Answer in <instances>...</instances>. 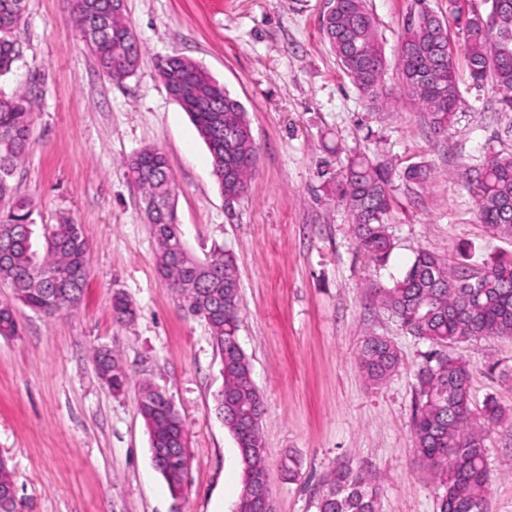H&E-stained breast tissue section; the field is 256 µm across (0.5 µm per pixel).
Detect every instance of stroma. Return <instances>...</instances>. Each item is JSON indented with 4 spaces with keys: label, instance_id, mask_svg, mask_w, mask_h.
<instances>
[{
    "label": "stroma",
    "instance_id": "35a3bbf8",
    "mask_svg": "<svg viewBox=\"0 0 512 512\" xmlns=\"http://www.w3.org/2000/svg\"><path fill=\"white\" fill-rule=\"evenodd\" d=\"M389 68L391 106L371 105L325 44L327 0H125L143 47L136 75L105 77L73 22V0H28L15 31L21 51L0 76V97L30 92L31 145L12 180L33 205L32 241L66 217L90 245L87 290L76 308L47 317L12 302L18 332L0 335V454L28 512H232L240 490L234 439L214 410L224 385L206 323L184 310L155 266L156 242L125 163L162 152L189 252L231 250L240 281L239 341L263 400L262 437L273 512H316L326 473L347 461L372 476L380 512H436L435 482L415 447L417 374L428 344L370 294L422 250L474 263L512 251L476 216L469 169L488 151L512 153V109L493 79L474 83L456 55V121L436 137L402 93L396 48L414 0H367ZM201 64L245 106L258 147L247 196L226 203L210 155L159 76L162 59ZM403 169L424 163L428 183L394 180V249L375 265L327 183L359 156ZM134 315L120 321L112 298ZM399 352L382 384L363 373L366 336ZM106 348L130 380L112 392L93 354ZM471 377L474 406L495 397L512 415V337L449 348ZM180 410L191 464L182 493L157 470L138 412L143 382ZM488 512H512V424L487 430ZM296 456L300 470L281 464Z\"/></svg>",
    "mask_w": 512,
    "mask_h": 512
}]
</instances>
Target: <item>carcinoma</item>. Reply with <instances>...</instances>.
<instances>
[{
  "label": "carcinoma",
  "instance_id": "1",
  "mask_svg": "<svg viewBox=\"0 0 512 512\" xmlns=\"http://www.w3.org/2000/svg\"><path fill=\"white\" fill-rule=\"evenodd\" d=\"M27 0H0V75L9 73L19 57L13 32ZM123 0H74L75 25L101 70L112 80L132 76L142 45L125 22ZM470 14L462 52L471 79L494 77L502 102L512 107V6L493 24ZM322 34L343 72L373 104L387 105L384 78L387 61L377 23L366 0H333L322 20ZM402 92L423 114L433 133L448 135L460 95L454 50L445 20L424 11L405 20L397 55ZM167 91L181 85V107L188 112L212 159L221 193L239 200L248 194L256 172L257 148L242 102L186 57L166 58L158 65ZM35 104L26 94L0 97V284L31 310L52 316L77 307L87 281L89 245L81 229L63 217L45 230L42 249L32 243V209L13 197L12 177L31 145ZM141 192L142 207L157 244L156 266L170 288L194 283L184 299L188 309L209 326L218 353L224 356V426L238 446L241 492L235 512H256L259 478H270L265 464L261 420L263 402L251 376V363L237 344L240 283L235 256L215 251L204 260L176 252L182 234L176 223L174 186L164 155L144 149L126 162ZM429 167L415 163L398 174L421 186ZM393 169L359 157L336 176L332 188L348 208L352 232L378 265L388 262L393 243L388 215L392 209ZM476 213L492 238L512 239V154L490 151L469 179ZM376 300L399 319L412 336L435 347L417 377L419 403L412 430L418 456L431 469L436 484L437 512H487L489 469L482 430L502 423L506 413L494 397L479 412L472 408L469 369L448 356V346L488 336H512V253L502 251L480 265L467 259L451 265L427 251L419 252L407 269L387 286L370 289ZM360 365L373 383L386 380L399 366V355L385 338H367ZM97 369L111 372L110 387L122 391L128 375L108 351L95 354ZM139 413L149 437L164 448L178 434L181 420L163 395L142 388ZM157 469L172 491L182 483L180 467L159 462ZM316 512H379L378 492L369 475L349 463L336 464L325 476L314 502Z\"/></svg>",
  "mask_w": 512,
  "mask_h": 512
}]
</instances>
